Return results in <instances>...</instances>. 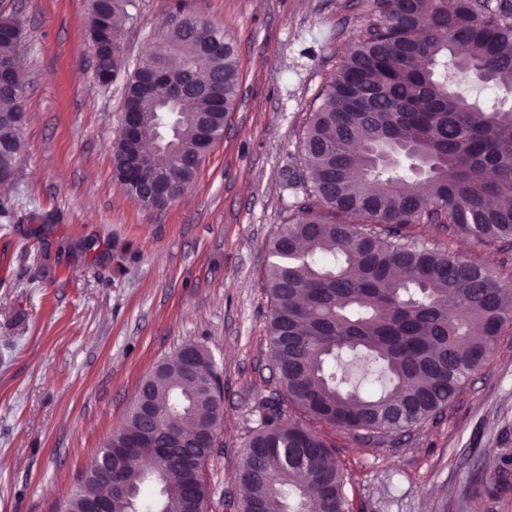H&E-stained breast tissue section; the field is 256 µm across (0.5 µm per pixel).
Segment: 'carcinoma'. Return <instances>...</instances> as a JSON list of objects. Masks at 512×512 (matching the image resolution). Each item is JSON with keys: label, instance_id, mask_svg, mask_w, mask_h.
<instances>
[{"label": "carcinoma", "instance_id": "cac0c4a2", "mask_svg": "<svg viewBox=\"0 0 512 512\" xmlns=\"http://www.w3.org/2000/svg\"><path fill=\"white\" fill-rule=\"evenodd\" d=\"M137 0H90L89 36L112 42L95 80L125 78L123 111L139 136L158 142L138 175L174 170L173 195L193 183L238 100V49L224 32L184 11L170 13L164 38L129 69L118 20ZM375 17L342 56L309 113L302 151L311 202L268 248L272 309L268 344L277 390L260 405L239 464L235 512H350L333 448L304 420L349 433L393 436L441 413L495 352L512 325V283L485 266L420 245L409 227L446 224L478 241L512 240V3L371 0ZM22 23L0 15V184L25 150ZM496 86L502 101L477 106L448 78ZM369 226L362 231L353 220ZM183 345L144 380L154 416L132 407L108 444L142 437L167 452L145 472L112 466L110 512H192L207 499L189 459L195 442L224 420L222 398L183 376ZM378 388L348 381V359ZM301 420H286L289 410ZM105 449L84 471L72 512L106 492Z\"/></svg>", "mask_w": 512, "mask_h": 512}]
</instances>
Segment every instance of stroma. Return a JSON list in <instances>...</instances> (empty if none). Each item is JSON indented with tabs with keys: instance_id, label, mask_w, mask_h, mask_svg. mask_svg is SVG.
<instances>
[{
	"instance_id": "stroma-1",
	"label": "stroma",
	"mask_w": 512,
	"mask_h": 512,
	"mask_svg": "<svg viewBox=\"0 0 512 512\" xmlns=\"http://www.w3.org/2000/svg\"><path fill=\"white\" fill-rule=\"evenodd\" d=\"M182 7L227 32L241 83L191 187L144 209L113 172L122 83L100 86L89 0H0L23 23L26 148L0 185V512H61L144 379L185 344L208 350L224 422L204 464L207 512L236 471L276 380L267 245L307 195L301 138L370 0H138L128 62ZM418 241L512 277V241L426 224ZM351 512H512V327L437 417L383 442L326 429Z\"/></svg>"
}]
</instances>
